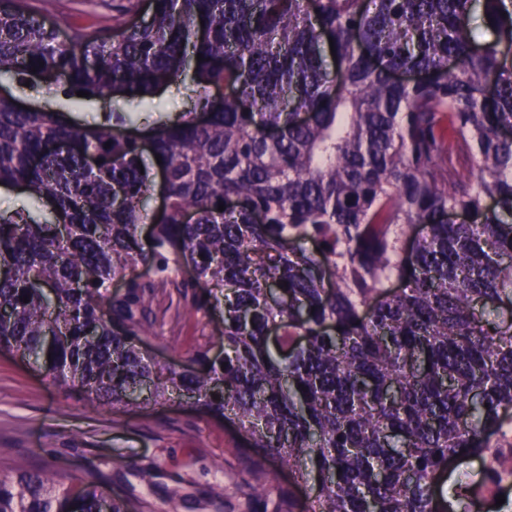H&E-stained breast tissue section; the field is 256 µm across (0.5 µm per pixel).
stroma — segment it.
Here are the masks:
<instances>
[{"mask_svg": "<svg viewBox=\"0 0 512 512\" xmlns=\"http://www.w3.org/2000/svg\"><path fill=\"white\" fill-rule=\"evenodd\" d=\"M189 303L172 286L157 288L155 324L142 349L162 364L184 363L199 332ZM229 423L182 401L115 412L78 389L61 388L34 366L0 350V469L50 466L64 478L101 470L103 491L141 503L145 512H268L249 497L260 477ZM146 468L152 486L136 476Z\"/></svg>", "mask_w": 512, "mask_h": 512, "instance_id": "35a3bbf8", "label": "stroma"}]
</instances>
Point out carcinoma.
Here are the masks:
<instances>
[{
	"label": "carcinoma",
	"mask_w": 512,
	"mask_h": 512,
	"mask_svg": "<svg viewBox=\"0 0 512 512\" xmlns=\"http://www.w3.org/2000/svg\"><path fill=\"white\" fill-rule=\"evenodd\" d=\"M138 8L64 33L37 0H0V75L100 104L77 125L0 94V186L30 201L0 211V348L116 410L145 389L226 420L258 469L309 489L301 512H471L478 480L448 465L512 472L495 452L512 319L489 318L512 313V0ZM189 70L191 108L170 115L161 96ZM164 285L222 315L189 365L141 349ZM106 479L0 472V512H136Z\"/></svg>",
	"instance_id": "obj_1"
}]
</instances>
